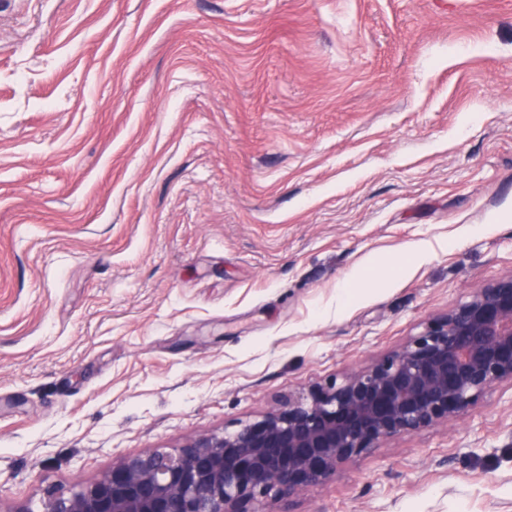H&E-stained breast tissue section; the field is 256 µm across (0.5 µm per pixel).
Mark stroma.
I'll return each mask as SVG.
<instances>
[{
	"mask_svg": "<svg viewBox=\"0 0 512 512\" xmlns=\"http://www.w3.org/2000/svg\"><path fill=\"white\" fill-rule=\"evenodd\" d=\"M511 274L512 0H0V512ZM293 510L512 512V381Z\"/></svg>",
	"mask_w": 512,
	"mask_h": 512,
	"instance_id": "1",
	"label": "stroma"
}]
</instances>
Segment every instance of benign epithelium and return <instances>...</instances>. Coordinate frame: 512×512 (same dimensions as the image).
<instances>
[{
	"instance_id": "7a95c632",
	"label": "benign epithelium",
	"mask_w": 512,
	"mask_h": 512,
	"mask_svg": "<svg viewBox=\"0 0 512 512\" xmlns=\"http://www.w3.org/2000/svg\"><path fill=\"white\" fill-rule=\"evenodd\" d=\"M504 381H512V275L369 366L282 397L233 433L146 449L71 492L48 489L42 512H287L344 463L455 422Z\"/></svg>"
}]
</instances>
